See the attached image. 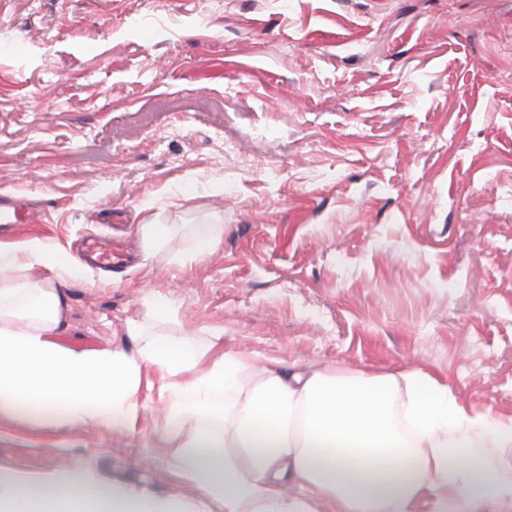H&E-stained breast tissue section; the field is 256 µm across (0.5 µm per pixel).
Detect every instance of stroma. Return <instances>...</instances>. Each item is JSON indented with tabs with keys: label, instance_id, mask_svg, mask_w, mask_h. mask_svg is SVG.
<instances>
[{
	"label": "stroma",
	"instance_id": "35a3bbf8",
	"mask_svg": "<svg viewBox=\"0 0 512 512\" xmlns=\"http://www.w3.org/2000/svg\"><path fill=\"white\" fill-rule=\"evenodd\" d=\"M0 224L75 252L131 245L67 287L65 343H125L149 302L171 333L310 370L447 380L512 421V0H0ZM173 224L145 256L139 210ZM209 256L181 262L199 225ZM156 407L139 430L0 424V467L65 458L193 502ZM0 219L7 224H38L41 221V211L29 206H22L12 199L0 197ZM224 239V227L220 224H208V227L194 240L193 259H200L214 252Z\"/></svg>",
	"mask_w": 512,
	"mask_h": 512
}]
</instances>
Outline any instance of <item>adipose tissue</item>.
Returning <instances> with one entry per match:
<instances>
[{
	"label": "adipose tissue",
	"instance_id": "1",
	"mask_svg": "<svg viewBox=\"0 0 512 512\" xmlns=\"http://www.w3.org/2000/svg\"><path fill=\"white\" fill-rule=\"evenodd\" d=\"M91 276L39 237L0 243V421L134 433L156 405L191 422L173 462L201 496L156 495L64 460L37 473L0 467V512H494L512 500V423L470 415L430 373L288 376L254 353L156 332L177 318L166 304L127 321L133 350L60 344L64 290Z\"/></svg>",
	"mask_w": 512,
	"mask_h": 512
}]
</instances>
